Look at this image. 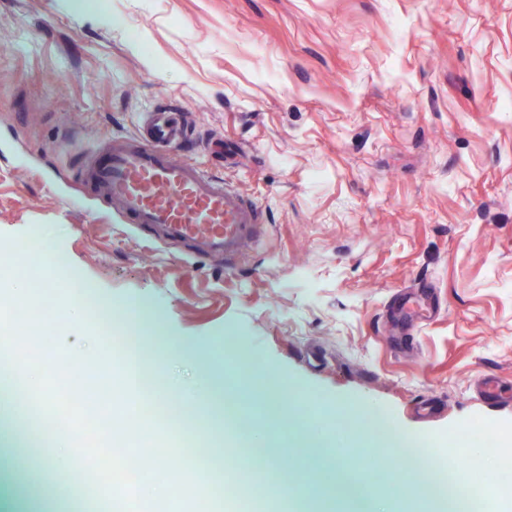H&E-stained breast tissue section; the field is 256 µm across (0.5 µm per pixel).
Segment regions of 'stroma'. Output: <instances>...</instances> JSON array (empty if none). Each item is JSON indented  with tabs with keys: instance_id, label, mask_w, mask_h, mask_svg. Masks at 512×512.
I'll use <instances>...</instances> for the list:
<instances>
[{
	"instance_id": "stroma-1",
	"label": "stroma",
	"mask_w": 512,
	"mask_h": 512,
	"mask_svg": "<svg viewBox=\"0 0 512 512\" xmlns=\"http://www.w3.org/2000/svg\"><path fill=\"white\" fill-rule=\"evenodd\" d=\"M182 113L195 141L177 158L259 207L262 237L233 257L200 258L128 223L79 179L85 156L115 136L139 137L152 112ZM39 249L54 269L50 345L24 332L0 343L16 369H44L35 393L84 459L75 495L57 496L42 467L0 457V512H72L75 496L113 512L98 483L116 413L83 405L80 382L49 372L57 355L86 363L101 318L71 289L145 308L127 346L159 355L181 404L216 362L243 400V426L274 459L293 455L303 399L312 432L337 448H370L375 494L421 512L407 483L351 421L370 406L446 474L448 446L481 431L477 454L512 487V397L488 402L485 375L512 394V0H0V273ZM428 288L437 315L411 348L389 339L395 292ZM285 399L280 422L252 400L266 380ZM425 397L439 401L418 412ZM124 424L144 434L139 470L163 468L156 512H193L188 493L206 447L191 425L158 416Z\"/></svg>"
}]
</instances>
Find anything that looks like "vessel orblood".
Listing matches in <instances>:
<instances>
[{"label": "vessel or blood", "instance_id": "b4317fda", "mask_svg": "<svg viewBox=\"0 0 512 512\" xmlns=\"http://www.w3.org/2000/svg\"><path fill=\"white\" fill-rule=\"evenodd\" d=\"M187 142L184 123L170 112H155L142 137L94 151L83 183L104 192L133 223L190 243L195 255L233 256L256 238L259 211L192 163L174 161L172 149Z\"/></svg>", "mask_w": 512, "mask_h": 512}]
</instances>
